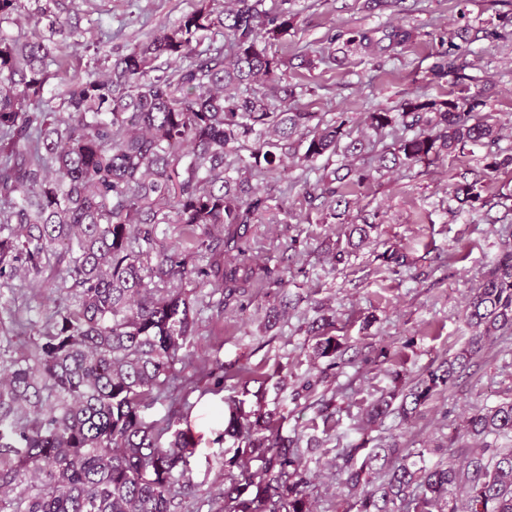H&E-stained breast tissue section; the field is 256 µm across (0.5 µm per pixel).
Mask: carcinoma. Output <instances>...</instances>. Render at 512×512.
Returning <instances> with one entry per match:
<instances>
[{
    "label": "carcinoma",
    "instance_id": "1",
    "mask_svg": "<svg viewBox=\"0 0 512 512\" xmlns=\"http://www.w3.org/2000/svg\"><path fill=\"white\" fill-rule=\"evenodd\" d=\"M26 2L0 0V284L47 288L58 275L73 302L57 304L40 326L15 321L31 344L0 370V501L10 512H177V478L195 449L192 406L151 423L141 416L195 333L194 302L170 284L209 283L226 306L249 288L281 285L277 269L255 261L248 230L265 218L284 224L288 211L253 179L280 172L290 157L309 168L338 150L358 156L369 142L344 144L343 124L321 128L317 113L288 104V62L268 45L288 36L294 15L265 0H199L87 77L58 62L54 36L65 24L57 0H34L49 35L23 40L4 31L29 12ZM183 58L189 63L171 66ZM260 80L269 90L254 88ZM478 106L465 97L416 99L369 113L376 132L407 131L377 155L376 170L495 143L496 125L471 121ZM348 177L334 169L304 184L305 198L338 217L349 205L339 186ZM455 197L478 199L477 182L457 185ZM172 222L190 230L189 246L159 238L158 226ZM466 318L468 346L408 385L391 373L393 389L367 405L370 422L415 418L486 340L512 327V252L475 289ZM335 323L332 314L310 323L314 358L327 364L297 396L341 365ZM337 395L319 400L328 429L339 424ZM252 396L250 406L227 401L220 439L237 448L224 458L222 512H314L299 439L283 433L286 417L266 408L263 393ZM460 431L473 440L512 433V401L472 411ZM335 475L355 512H512V448H474L459 467L395 441L361 442L338 453Z\"/></svg>",
    "mask_w": 512,
    "mask_h": 512
}]
</instances>
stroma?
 Wrapping results in <instances>:
<instances>
[{
	"label": "stroma",
	"instance_id": "1",
	"mask_svg": "<svg viewBox=\"0 0 512 512\" xmlns=\"http://www.w3.org/2000/svg\"><path fill=\"white\" fill-rule=\"evenodd\" d=\"M197 0H58L61 19L78 27L82 45L61 38L62 61L69 70L89 74L93 67L84 44L104 42L109 55L175 22ZM295 24L274 46L288 62V82L299 87L298 107L318 113L323 123L344 122L360 136L367 112L391 108L407 99L452 100L460 92L481 101L476 115L500 126L494 145H466L430 165L401 166L376 172L369 156L354 165L367 172L363 182L346 179L350 209L331 218L328 210L310 208L302 196L304 182H316L324 168L340 166L341 156L317 161L307 170L289 163L287 171L257 179V186L288 208L285 224L253 225L249 236L259 264L277 268L287 285L253 288L242 304H225L222 291L190 283L197 327L182 353L183 364L168 395L145 407L146 422L160 421L178 403L193 404L196 451L190 487L180 512H216L214 495L224 482V452L219 440L224 399L242 390L256 391V376L267 377L265 401L286 417L284 431L301 441L316 439L305 463L315 478L316 512H346L345 495L334 478L342 448L362 442L375 447L390 441L430 461L462 463L465 439H453L473 408L512 399V328L496 332L474 357L455 385L435 395L409 423L395 416L366 426L365 409L373 395L392 385L399 371L411 381L429 366L453 357L473 334L465 308L475 288L504 252L512 250V0H400L381 6L376 0H285ZM395 27L415 30L413 43L384 50L380 39ZM349 32L368 33L370 45L347 44ZM336 43H329V35ZM453 67L437 80L432 67L440 56ZM312 66H304L302 58ZM476 182L480 198L460 204L454 188ZM368 222L369 242L336 258L351 225ZM405 253L398 266L386 253ZM67 296L63 288L16 282L0 290L19 317L39 322ZM287 302L284 316L267 326L268 307ZM336 313L335 333L345 344L344 362L329 388L339 390L340 422L334 431L315 428L320 391L296 396L312 375L314 336L308 324L328 311ZM385 347L388 361L373 359ZM232 370L218 379L211 358ZM287 388H280V379ZM223 392H215L216 382Z\"/></svg>",
	"mask_w": 512,
	"mask_h": 512
}]
</instances>
